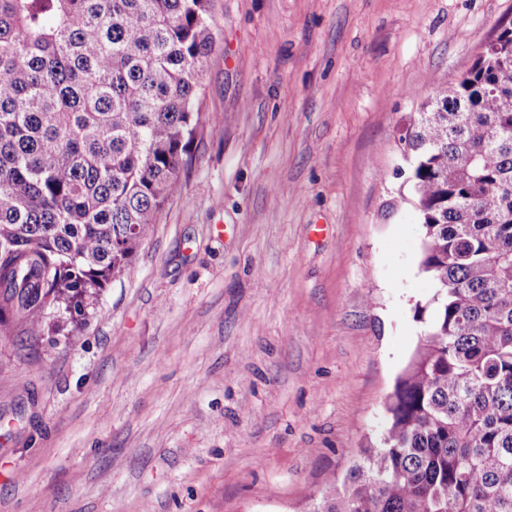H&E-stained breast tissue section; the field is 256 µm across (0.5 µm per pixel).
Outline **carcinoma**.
Listing matches in <instances>:
<instances>
[{
    "label": "carcinoma",
    "mask_w": 512,
    "mask_h": 512,
    "mask_svg": "<svg viewBox=\"0 0 512 512\" xmlns=\"http://www.w3.org/2000/svg\"><path fill=\"white\" fill-rule=\"evenodd\" d=\"M210 0H0V335L77 328L182 188ZM399 142L434 282L426 338L311 512H512V23Z\"/></svg>",
    "instance_id": "1"
}]
</instances>
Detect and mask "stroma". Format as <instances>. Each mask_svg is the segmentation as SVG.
<instances>
[{
  "label": "stroma",
  "mask_w": 512,
  "mask_h": 512,
  "mask_svg": "<svg viewBox=\"0 0 512 512\" xmlns=\"http://www.w3.org/2000/svg\"><path fill=\"white\" fill-rule=\"evenodd\" d=\"M181 191L67 344L0 335V512H309L434 284L398 138L512 0H210Z\"/></svg>",
  "instance_id": "stroma-1"
}]
</instances>
